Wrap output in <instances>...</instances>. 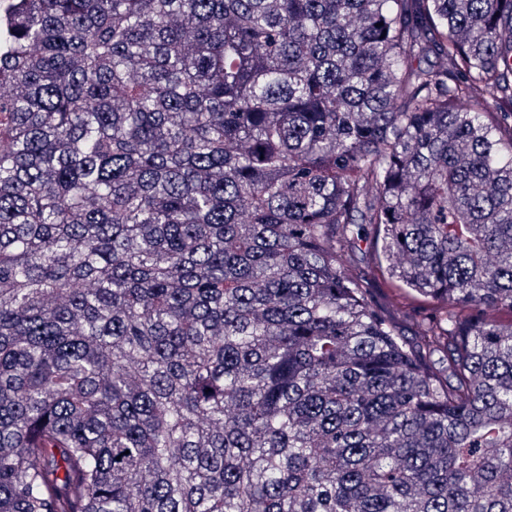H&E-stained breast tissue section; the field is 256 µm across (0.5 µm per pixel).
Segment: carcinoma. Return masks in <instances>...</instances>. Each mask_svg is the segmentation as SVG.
<instances>
[{
    "label": "carcinoma",
    "instance_id": "cac0c4a2",
    "mask_svg": "<svg viewBox=\"0 0 512 512\" xmlns=\"http://www.w3.org/2000/svg\"><path fill=\"white\" fill-rule=\"evenodd\" d=\"M2 87L0 512H512V0H0Z\"/></svg>",
    "mask_w": 512,
    "mask_h": 512
}]
</instances>
